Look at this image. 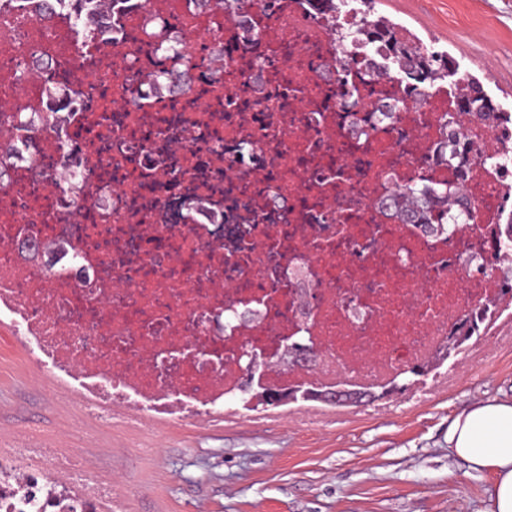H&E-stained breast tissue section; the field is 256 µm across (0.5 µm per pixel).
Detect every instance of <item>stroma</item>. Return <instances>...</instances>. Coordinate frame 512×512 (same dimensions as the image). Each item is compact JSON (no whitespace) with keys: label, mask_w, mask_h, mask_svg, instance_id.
<instances>
[{"label":"stroma","mask_w":512,"mask_h":512,"mask_svg":"<svg viewBox=\"0 0 512 512\" xmlns=\"http://www.w3.org/2000/svg\"><path fill=\"white\" fill-rule=\"evenodd\" d=\"M512 112V0H376ZM406 391L333 406L242 405L223 417L129 424L86 410L0 329V450L38 433L121 489L116 512H485L491 471L448 448L455 417L512 399V341L478 340Z\"/></svg>","instance_id":"obj_1"}]
</instances>
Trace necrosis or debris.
Segmentation results:
<instances>
[{
  "label": "necrosis or debris",
  "instance_id": "4bbe7bcc",
  "mask_svg": "<svg viewBox=\"0 0 512 512\" xmlns=\"http://www.w3.org/2000/svg\"><path fill=\"white\" fill-rule=\"evenodd\" d=\"M85 10L0 0V98L26 121L0 150V327L82 405L223 415L245 349L266 362L259 382L381 391L497 297L465 265L503 222L512 133L467 124L478 156L442 163L455 87L377 78L375 42L343 64L351 13L258 0L230 22L212 0H115L79 40ZM64 172L75 213L46 187ZM414 182L463 184L473 220L451 234L401 222L385 202ZM306 334L316 359L283 363ZM111 500L75 451L0 455V512Z\"/></svg>",
  "mask_w": 512,
  "mask_h": 512
}]
</instances>
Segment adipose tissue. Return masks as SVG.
I'll list each match as a JSON object with an SVG mask.
<instances>
[{
	"label": "adipose tissue",
	"mask_w": 512,
	"mask_h": 512,
	"mask_svg": "<svg viewBox=\"0 0 512 512\" xmlns=\"http://www.w3.org/2000/svg\"><path fill=\"white\" fill-rule=\"evenodd\" d=\"M450 450L496 476L488 512H512V401L489 399L465 409L448 432Z\"/></svg>",
	"instance_id": "adipose-tissue-1"
}]
</instances>
